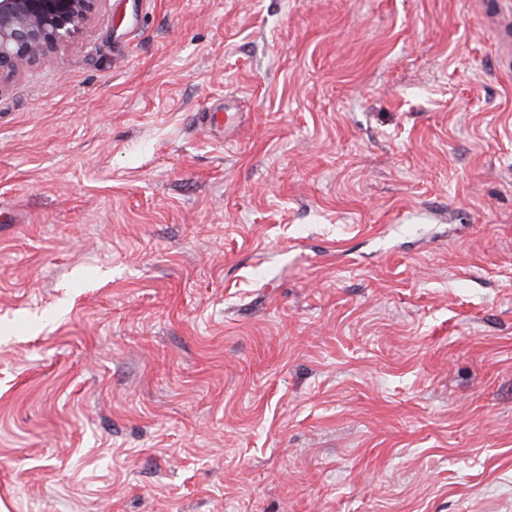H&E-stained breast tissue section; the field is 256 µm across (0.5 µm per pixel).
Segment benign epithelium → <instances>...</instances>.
Here are the masks:
<instances>
[{
    "instance_id": "1",
    "label": "benign epithelium",
    "mask_w": 512,
    "mask_h": 512,
    "mask_svg": "<svg viewBox=\"0 0 512 512\" xmlns=\"http://www.w3.org/2000/svg\"><path fill=\"white\" fill-rule=\"evenodd\" d=\"M100 0H0V74L18 72L68 42Z\"/></svg>"
}]
</instances>
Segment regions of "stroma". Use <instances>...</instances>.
<instances>
[{
	"label": "stroma",
	"instance_id": "1",
	"mask_svg": "<svg viewBox=\"0 0 512 512\" xmlns=\"http://www.w3.org/2000/svg\"><path fill=\"white\" fill-rule=\"evenodd\" d=\"M511 15L100 0L0 78V512H512ZM215 110L212 112H204L202 121L211 128H220L224 126V132L233 131L238 126V112H235L234 106L227 101H224V113Z\"/></svg>",
	"mask_w": 512,
	"mask_h": 512
}]
</instances>
